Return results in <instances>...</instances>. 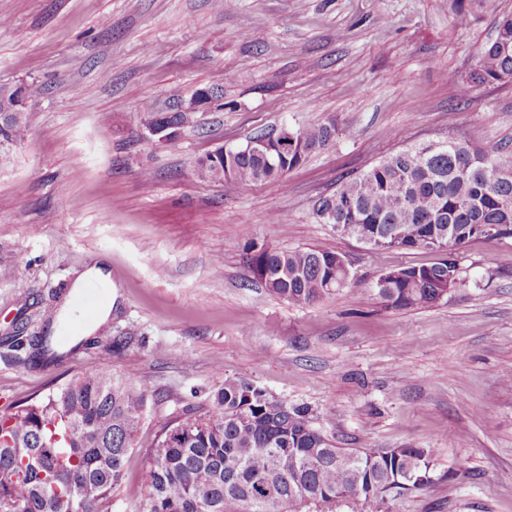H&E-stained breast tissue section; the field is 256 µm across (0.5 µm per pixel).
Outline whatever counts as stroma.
Returning <instances> with one entry per match:
<instances>
[{"mask_svg":"<svg viewBox=\"0 0 512 512\" xmlns=\"http://www.w3.org/2000/svg\"><path fill=\"white\" fill-rule=\"evenodd\" d=\"M0 0V86H32L28 130L0 166V413L81 373L147 387L112 512H139L164 422L206 412L245 376L309 407L342 448H427L434 482L382 507L512 512V238L455 252L461 284L426 308L386 307L376 281L430 265L319 223L343 175L454 140L512 165V80L455 83L495 35L465 0ZM230 73L172 141L145 122ZM330 125L285 183L235 186L196 169L258 133ZM327 248L345 287L298 307L252 275L244 248ZM112 272V319L58 362L34 359L74 272Z\"/></svg>","mask_w":512,"mask_h":512,"instance_id":"stroma-1","label":"stroma"}]
</instances>
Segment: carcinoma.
<instances>
[{
	"instance_id": "cac0c4a2",
	"label": "carcinoma",
	"mask_w": 512,
	"mask_h": 512,
	"mask_svg": "<svg viewBox=\"0 0 512 512\" xmlns=\"http://www.w3.org/2000/svg\"><path fill=\"white\" fill-rule=\"evenodd\" d=\"M512 79V14L496 18V34L480 50L465 90ZM0 161L24 139L27 121L0 99ZM317 124L294 131L288 149L269 135L250 150L224 151L239 185L278 180L302 157L329 142ZM488 152L456 141L433 151L412 146L338 181L315 215L376 248L441 253L429 266L383 273L377 296L395 308H423L460 284L454 251L481 237L512 238V174ZM249 268L267 290L296 306L343 287L344 257L328 249L281 251L246 246ZM148 394L105 370L82 373L11 413L0 414V508L8 512H110ZM362 483L360 501L380 507L433 483L428 448H338L311 424L310 410L270 394L248 378L226 377L206 413L176 425L147 458L140 512H335Z\"/></svg>"
}]
</instances>
